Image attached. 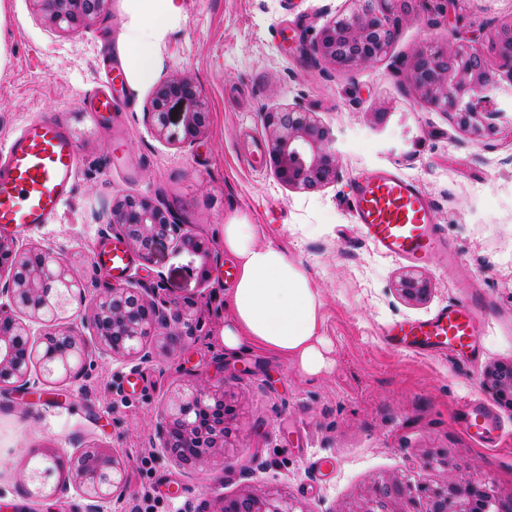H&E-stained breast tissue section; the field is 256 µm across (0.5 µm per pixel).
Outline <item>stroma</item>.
Returning a JSON list of instances; mask_svg holds the SVG:
<instances>
[{"mask_svg": "<svg viewBox=\"0 0 512 512\" xmlns=\"http://www.w3.org/2000/svg\"><path fill=\"white\" fill-rule=\"evenodd\" d=\"M182 22L157 52L156 79L182 74L202 86L211 110L206 135L177 147L154 134L144 108L153 89H119L122 107L102 116L89 99L107 82L104 42L126 22L124 0L76 34L49 28L33 0H0V143L26 121L62 116L80 148L67 204L51 223L14 235L18 247L67 258L84 285L67 325L92 337L91 303L112 282L96 268L94 245L118 236L114 197L142 196L212 246L191 253L156 243L126 283L181 307L189 326L176 344L149 340L147 360L93 350L79 376L0 384V512H79L77 489L41 500L24 477L32 461L56 457V476L79 450L104 448L127 468L121 495L104 512H194L250 490L281 491L298 512H350L390 476L435 483L470 476L512 495V408L483 386L486 368L512 363V111L492 129L460 128L453 114L422 104L399 71L421 45L455 33H485L512 16V0H459L457 13L403 23L381 61L351 74L314 62L303 45L347 0H182ZM317 112L336 136L335 183L293 190L273 169L252 172L248 149H266L263 109L294 104ZM383 166L420 183L438 211L455 267L418 266L431 283L422 304L396 292L408 264L367 242L351 215L354 181ZM260 225V240L283 249L322 297L331 366L317 378L266 353L225 355L228 284L224 222ZM478 291L486 331L477 361L414 355L387 344L395 321L430 316ZM220 385L237 414L224 447L205 464L179 463L160 447L161 413L193 384ZM476 398L496 408L505 431L485 448L462 430L460 409Z\"/></svg>", "mask_w": 512, "mask_h": 512, "instance_id": "obj_1", "label": "stroma"}]
</instances>
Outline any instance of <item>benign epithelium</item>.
I'll list each match as a JSON object with an SVG mask.
<instances>
[{"label": "benign epithelium", "instance_id": "obj_1", "mask_svg": "<svg viewBox=\"0 0 512 512\" xmlns=\"http://www.w3.org/2000/svg\"><path fill=\"white\" fill-rule=\"evenodd\" d=\"M44 23L75 33L88 27L109 0H35ZM355 8L333 16L316 30L307 52L317 61L345 74L385 57L398 37L402 22L416 16L427 0H351ZM407 84L426 104L455 115L463 129H476L484 116L499 112L458 104L479 92H496L502 82L512 87V18L498 23L488 37L471 40L457 36L440 47L421 46L400 68ZM179 107L181 128H170V112ZM145 116L154 132L180 146L204 136L210 126V108L200 85L191 77L175 75L160 81L146 104ZM271 166L278 181L288 187L310 190L336 181L340 158L335 135L316 113L300 104L286 111L262 112ZM110 223L143 258H150L158 240L178 238L195 253H207L209 244L175 221L171 212L150 200L132 195L115 197ZM0 295L25 311L31 321L49 323L40 347L31 343L28 325L4 314L0 305V382H26L34 361L47 375L82 372L90 354L89 342L63 321L83 285L71 263L48 249L19 250L0 238ZM397 291L406 301L421 304L430 294L426 278L408 273ZM188 324L176 306L155 303L129 285H115L93 307L92 326L100 349L115 359H147L146 340L153 336L171 343ZM485 387L496 398L512 401V364L489 366ZM231 406L224 389L195 384L190 393L163 414L157 429L160 447L182 462L203 463L214 448L224 447L229 435ZM53 467L28 475L37 498H54L73 486L85 500L84 512H103L126 484V468L103 448H84L68 464L63 482L52 484ZM512 512L488 484L451 475L437 483L412 485L396 477L375 484L350 512ZM213 512H295L291 500L277 494L249 491L222 499Z\"/></svg>", "mask_w": 512, "mask_h": 512}]
</instances>
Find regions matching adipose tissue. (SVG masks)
<instances>
[{
  "label": "adipose tissue",
  "instance_id": "adipose-tissue-1",
  "mask_svg": "<svg viewBox=\"0 0 512 512\" xmlns=\"http://www.w3.org/2000/svg\"><path fill=\"white\" fill-rule=\"evenodd\" d=\"M182 0H125L128 16L117 34L132 86L153 81L156 52L183 18ZM259 227L232 218L224 225V253L237 268L227 298L224 352L262 351L292 362L307 376L329 367L320 334L322 300L306 271L279 248L258 242Z\"/></svg>",
  "mask_w": 512,
  "mask_h": 512
}]
</instances>
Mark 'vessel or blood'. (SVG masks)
<instances>
[{
  "label": "vessel or blood",
  "instance_id": "b4317fda",
  "mask_svg": "<svg viewBox=\"0 0 512 512\" xmlns=\"http://www.w3.org/2000/svg\"><path fill=\"white\" fill-rule=\"evenodd\" d=\"M79 161V147L59 114L34 120L0 146V232L12 233L49 223L67 202ZM351 212L367 240L398 261L424 264L451 248L440 235L436 211L421 186L392 169L355 181ZM99 270L124 279L134 258L117 239L100 244ZM482 299L470 296L440 307L420 320L389 325L384 336L395 348L420 355L458 352L478 355L485 326ZM466 434L483 446L495 447L502 436L496 414L482 402L467 401L463 411Z\"/></svg>",
  "mask_w": 512,
  "mask_h": 512
}]
</instances>
